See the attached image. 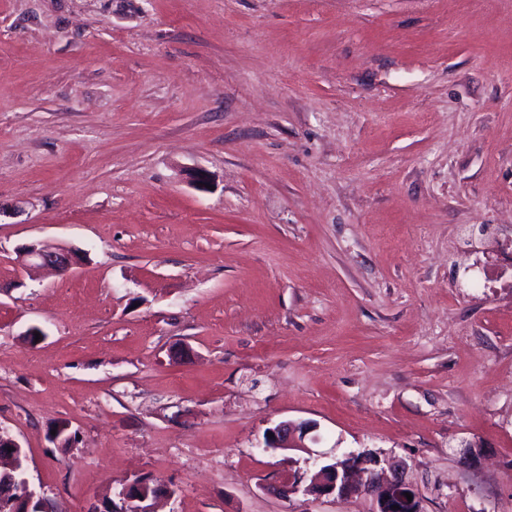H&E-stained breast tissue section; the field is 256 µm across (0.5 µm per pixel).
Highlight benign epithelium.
I'll return each mask as SVG.
<instances>
[{
    "label": "benign epithelium",
    "instance_id": "1",
    "mask_svg": "<svg viewBox=\"0 0 512 512\" xmlns=\"http://www.w3.org/2000/svg\"><path fill=\"white\" fill-rule=\"evenodd\" d=\"M18 264L26 273L34 268L50 267L58 272L68 273L82 263L86 254L67 246H51L40 241L26 244L17 250ZM316 431V424L308 421H286L268 430L264 437L262 449L298 450L313 455L308 442L315 441L311 433ZM304 480L301 472H286L275 477L267 488L282 497L299 491ZM16 482L27 487L25 501H14L8 504L10 512H31L32 504L42 500L35 490L30 488L27 472L9 468L0 471V486L7 487ZM305 492L317 498L334 497L345 499L351 495L372 497L377 505V512H421L420 501L414 491L404 481L402 473L395 471L392 477L384 476L380 468V459L364 451L349 452L341 457H333L331 466L319 470ZM134 493L131 485H126L118 494L119 501L112 502L109 510L94 508L91 512H139L134 505L136 499L130 497ZM412 495L407 500L406 494Z\"/></svg>",
    "mask_w": 512,
    "mask_h": 512
}]
</instances>
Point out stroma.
I'll use <instances>...</instances> for the list:
<instances>
[{"mask_svg": "<svg viewBox=\"0 0 512 512\" xmlns=\"http://www.w3.org/2000/svg\"><path fill=\"white\" fill-rule=\"evenodd\" d=\"M511 239L512 0H0V428L53 512H374L266 491L288 420L512 512V273L466 286ZM17 258L24 273L40 267H50L58 272L68 273L82 263L86 254L73 247L51 246L34 241L20 247L17 250ZM139 484V488H136V491L140 498H128L127 496L129 494H135V490L131 489V485L133 484ZM132 483L124 486L121 490V493L118 494L119 501L117 505V502L112 500V507L109 510H101L99 508H94L91 510V512H141L143 509L137 508L133 503L134 502H146L147 499H141L143 496V493L150 494L151 492V486L154 484L153 479L149 476H139L134 479Z\"/></svg>", "mask_w": 512, "mask_h": 512, "instance_id": "35a3bbf8", "label": "stroma"}]
</instances>
